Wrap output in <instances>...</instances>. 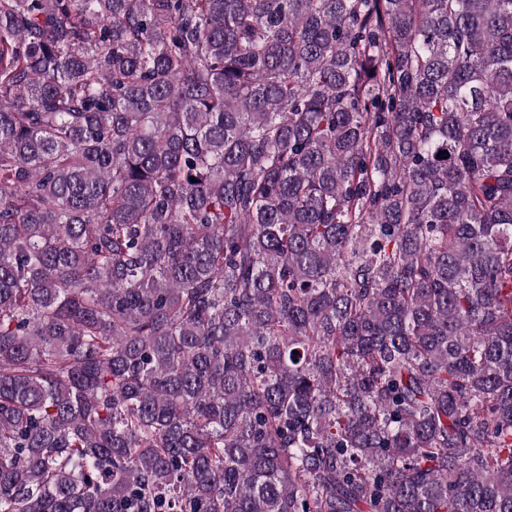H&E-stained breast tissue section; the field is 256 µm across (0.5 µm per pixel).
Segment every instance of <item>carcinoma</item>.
<instances>
[{"label": "carcinoma", "mask_w": 512, "mask_h": 512, "mask_svg": "<svg viewBox=\"0 0 512 512\" xmlns=\"http://www.w3.org/2000/svg\"><path fill=\"white\" fill-rule=\"evenodd\" d=\"M0 512H512V0H0Z\"/></svg>", "instance_id": "cac0c4a2"}]
</instances>
